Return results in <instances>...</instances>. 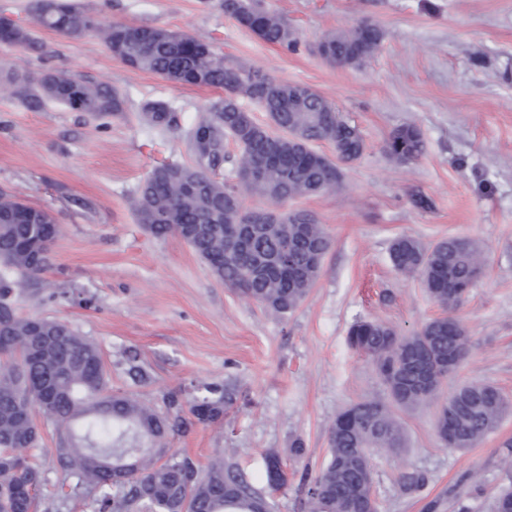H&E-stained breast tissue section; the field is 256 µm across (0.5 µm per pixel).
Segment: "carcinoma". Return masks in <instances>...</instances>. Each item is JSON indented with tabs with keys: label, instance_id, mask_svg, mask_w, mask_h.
I'll return each instance as SVG.
<instances>
[{
	"label": "carcinoma",
	"instance_id": "obj_1",
	"mask_svg": "<svg viewBox=\"0 0 512 512\" xmlns=\"http://www.w3.org/2000/svg\"><path fill=\"white\" fill-rule=\"evenodd\" d=\"M224 14L262 41L296 50L299 40L288 23L262 6V0H222ZM36 25L81 37L97 33L111 54L129 67L180 85L221 89L205 116L186 133L191 162H162L136 190L138 222L156 238H181L213 276L244 299L278 317L294 312L315 285L331 240L324 228L301 224L294 212L270 215L265 223L246 222L242 193H255L277 206L289 200L342 188L341 165L360 159L366 143L361 130L309 86L278 80L229 58L183 31L148 25L106 24L75 0H33ZM383 32L357 23L322 38L318 53L331 65L358 68L377 51ZM0 42L35 49L32 33L0 26ZM0 90L52 101L97 119L125 112V98L112 86L92 87L54 71L36 75L6 71ZM258 103L269 123H258L242 100ZM143 119L156 127L177 124L172 106L147 100ZM238 147L230 156L225 145ZM332 145L335 158L314 143ZM385 149L401 164L425 150L413 126L393 130ZM233 165L236 182L217 174ZM263 164L264 175L244 173ZM0 191V512H36L43 481L32 450L41 435L35 414L56 427L60 469L96 492L95 512H271L268 496L224 458L203 470L191 460L168 454L170 438L189 432L176 393L163 406L132 392L112 390L101 348L72 324L40 316L23 317L14 307V289L50 266L58 232L54 217ZM393 267L417 274L444 314L410 336L370 320L354 323L350 346L368 356L385 385L389 401L364 399L336 414L329 431L330 457L317 473L304 471L300 486L309 512H379L373 493L372 455L404 447L394 409L437 399L441 386L468 359L466 328L454 311L484 274L485 260L470 238L452 236L426 247L401 236L390 247ZM193 398L192 418L215 422L233 404L227 391L205 388ZM512 409L496 386L479 381L455 385L437 405L435 430L450 449L476 446ZM270 488L287 484L281 457H265ZM428 482L419 472L402 476L405 491Z\"/></svg>",
	"mask_w": 512,
	"mask_h": 512
}]
</instances>
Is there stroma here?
Here are the masks:
<instances>
[{"label": "stroma", "instance_id": "obj_1", "mask_svg": "<svg viewBox=\"0 0 512 512\" xmlns=\"http://www.w3.org/2000/svg\"><path fill=\"white\" fill-rule=\"evenodd\" d=\"M104 22L189 33L276 79L312 87L362 130L363 156L343 167V187L289 201L312 213L331 238L319 278L286 318H276L217 281L179 237H152L139 224L134 194L159 162L190 159L185 134L218 98L214 88L180 85L135 70L94 34L70 38L34 26L30 0H0V17L31 29L40 52L0 44V62L19 71L56 70L127 99L108 123L46 101L0 92V189L49 210L60 227L51 266L16 289L20 315L65 319L94 339L113 388L157 402L191 400L205 387H232L220 424L198 423L173 451L206 466L225 457L265 488L264 456L278 452L288 483L270 496L273 512H306L303 468L329 459V426L364 397L386 398L372 362L348 344L350 327L377 320L408 335L441 308L419 277L398 273L389 252L407 235L430 246L474 239L485 274L458 311L471 355L456 380L496 384L512 399V0H263L286 18L297 52L263 42L224 14L220 0H80ZM383 32L358 68L328 64L315 51L327 34L361 21ZM169 102L177 126L141 118V100ZM417 127L425 152L411 164L385 151L390 132ZM148 374L133 381L128 358ZM435 406L399 411L405 446L374 455L381 512H490L512 486L500 462L512 443V411L477 446L445 447ZM35 456L44 471L39 512H92L90 496H61L77 479L55 459L56 434L42 426ZM305 453H289L294 441ZM421 472L419 492L400 477Z\"/></svg>", "mask_w": 512, "mask_h": 512}]
</instances>
